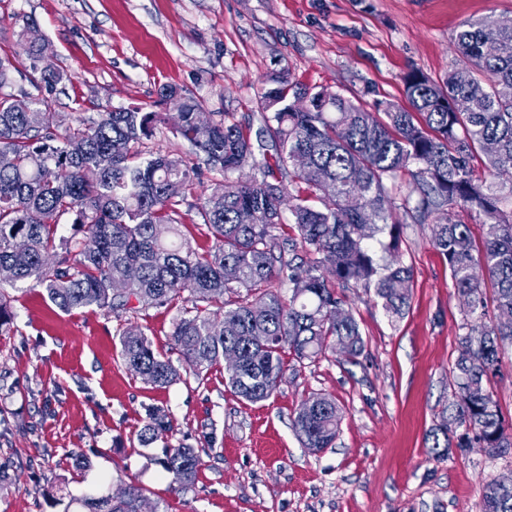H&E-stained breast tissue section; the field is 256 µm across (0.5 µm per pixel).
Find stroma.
Listing matches in <instances>:
<instances>
[{
    "label": "stroma",
    "instance_id": "obj_1",
    "mask_svg": "<svg viewBox=\"0 0 512 512\" xmlns=\"http://www.w3.org/2000/svg\"><path fill=\"white\" fill-rule=\"evenodd\" d=\"M489 14L512 19V0H0V57L15 61L14 89L31 90L23 32L34 20L71 77L47 97L64 127L130 106L172 113L157 96L172 85L254 139L269 79L327 87L370 112L404 107V76L444 80L460 65L461 23ZM430 236L426 226L403 236L414 272L403 319L390 322L373 293L344 289L365 341L359 361L339 349L313 362L286 355L277 393L259 403L239 398L220 365L165 388L126 368L119 330L137 326L170 353L181 307L121 321L65 314L23 284L0 328V512H83L82 498L130 477L161 512H480L512 452L430 451L463 322ZM317 393L342 419L332 447L314 452L292 417ZM152 407L167 417L168 441L145 448L137 435ZM167 444L201 456L188 491L172 489L156 463Z\"/></svg>",
    "mask_w": 512,
    "mask_h": 512
}]
</instances>
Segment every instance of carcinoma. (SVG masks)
<instances>
[{
	"mask_svg": "<svg viewBox=\"0 0 512 512\" xmlns=\"http://www.w3.org/2000/svg\"><path fill=\"white\" fill-rule=\"evenodd\" d=\"M455 47L463 63L442 82L417 72L404 78L408 110L391 103L368 112L325 87L291 91L278 77L260 96L255 144L224 116L201 121L202 103L165 85L159 95L180 110L170 132L189 145L185 156L146 149L168 118L138 107L99 112L58 133L43 92L69 77L53 64L52 44L26 49L37 73L33 93L4 92L14 65L0 58V153L10 158L0 167L6 282L39 283L64 313L100 309L121 318L180 301L172 349L198 377L225 364L232 390L258 403L279 388L288 352L299 362L338 344L352 361L363 354L359 325L336 288L371 290L390 320L404 316L413 269L400 243L409 225L428 224L464 313L452 402L431 431L432 449L454 438L457 448L507 453L512 435L490 383L512 342V320L486 322V291L499 315L512 316V207L504 205L512 199V21H465ZM290 94L307 97L310 110L295 111ZM478 163L488 176H476ZM246 166L255 170L249 179L227 177ZM205 168L224 174V193L197 206V228L212 242L201 252L182 232L179 206ZM290 175L308 196L285 200ZM403 175L414 200L402 194ZM462 210L478 217L481 239L458 219ZM64 215L72 217L68 237L59 235ZM286 222L295 236L281 240L275 231ZM300 248L317 258L299 262ZM120 346L126 367L145 381L166 387L180 379L143 330H123ZM341 417L333 398L311 396L292 426L304 447L320 450L334 443ZM167 431L153 408L137 440L148 446ZM158 464L186 491L201 457L167 446ZM144 501L130 481L121 498L83 504L87 512H139ZM481 512H512V471L486 483Z\"/></svg>",
	"mask_w": 512,
	"mask_h": 512,
	"instance_id": "cac0c4a2",
	"label": "carcinoma"
}]
</instances>
